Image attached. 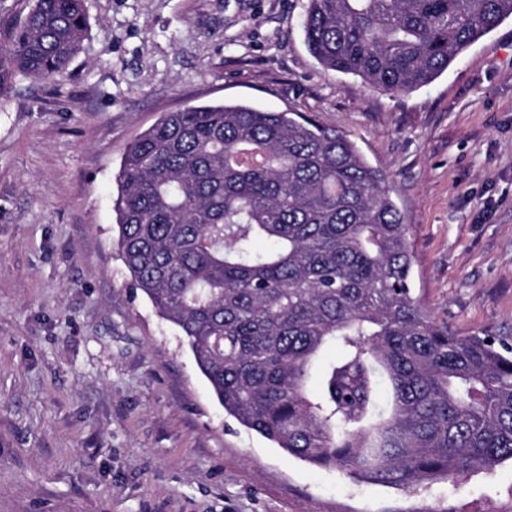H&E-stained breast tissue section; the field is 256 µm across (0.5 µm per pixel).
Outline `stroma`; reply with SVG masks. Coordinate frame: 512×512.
Segmentation results:
<instances>
[{
  "instance_id": "1",
  "label": "stroma",
  "mask_w": 512,
  "mask_h": 512,
  "mask_svg": "<svg viewBox=\"0 0 512 512\" xmlns=\"http://www.w3.org/2000/svg\"><path fill=\"white\" fill-rule=\"evenodd\" d=\"M307 5L86 0L68 69L0 100V512H512L508 462L404 489L278 448L132 285L128 147L163 113L244 102L354 141L411 226L416 295L455 332L512 340V18L388 93L311 56Z\"/></svg>"
}]
</instances>
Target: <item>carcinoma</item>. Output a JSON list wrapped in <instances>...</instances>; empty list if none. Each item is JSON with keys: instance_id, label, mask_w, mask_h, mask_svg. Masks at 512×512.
<instances>
[{"instance_id": "obj_1", "label": "carcinoma", "mask_w": 512, "mask_h": 512, "mask_svg": "<svg viewBox=\"0 0 512 512\" xmlns=\"http://www.w3.org/2000/svg\"><path fill=\"white\" fill-rule=\"evenodd\" d=\"M510 17L512 0H308L302 33L323 68L409 92ZM88 29L86 0H31L0 29V99L62 74ZM114 211L134 288L247 428L404 488L512 461V345L420 303L389 177L343 132L245 104L168 112L129 147Z\"/></svg>"}]
</instances>
